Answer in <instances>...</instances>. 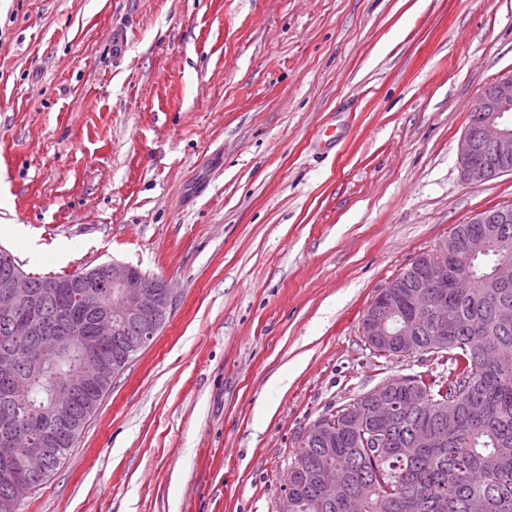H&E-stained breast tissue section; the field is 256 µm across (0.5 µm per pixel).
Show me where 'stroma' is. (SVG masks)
Segmentation results:
<instances>
[{
	"label": "stroma",
	"mask_w": 512,
	"mask_h": 512,
	"mask_svg": "<svg viewBox=\"0 0 512 512\" xmlns=\"http://www.w3.org/2000/svg\"><path fill=\"white\" fill-rule=\"evenodd\" d=\"M510 69L512 0H0V245L174 298L24 512H280L314 421L431 368L362 318L512 205L457 165ZM361 330L362 335L365 338V343L368 345L370 351H373L372 353L376 357L389 358L392 356L405 357L413 355L406 340L404 341V349L409 354H402L404 352H401V349L392 347L395 345L396 336H399L400 334L393 332L392 324L389 322L388 317L383 313L373 311L372 309L366 311L362 319ZM366 337L371 341L372 344L377 347L391 348H384V352H382L381 349L375 347V350H373V346L369 345Z\"/></svg>",
	"instance_id": "obj_1"
}]
</instances>
